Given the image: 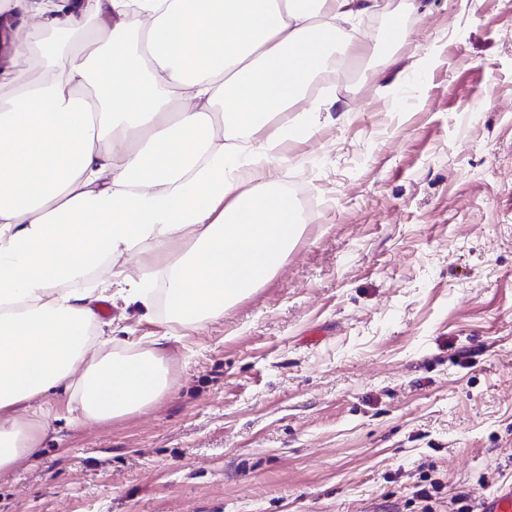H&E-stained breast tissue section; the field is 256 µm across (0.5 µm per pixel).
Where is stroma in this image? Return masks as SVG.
Segmentation results:
<instances>
[{"instance_id":"stroma-1","label":"stroma","mask_w":512,"mask_h":512,"mask_svg":"<svg viewBox=\"0 0 512 512\" xmlns=\"http://www.w3.org/2000/svg\"><path fill=\"white\" fill-rule=\"evenodd\" d=\"M357 25L371 51L274 172L316 201L285 263L188 335L109 299L97 334L168 335L171 394L48 419L0 512H414L428 478L455 512L512 482V0Z\"/></svg>"}]
</instances>
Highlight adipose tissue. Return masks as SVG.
<instances>
[{"mask_svg": "<svg viewBox=\"0 0 512 512\" xmlns=\"http://www.w3.org/2000/svg\"><path fill=\"white\" fill-rule=\"evenodd\" d=\"M128 7L0 0V473L37 453L58 405L104 424L172 388L163 346L92 336L87 275L153 308L151 242L166 309L192 331L284 264L302 216L271 172L331 106L296 104L331 62L370 51L352 23L385 4L139 0L134 31Z\"/></svg>", "mask_w": 512, "mask_h": 512, "instance_id": "obj_1", "label": "adipose tissue"}]
</instances>
